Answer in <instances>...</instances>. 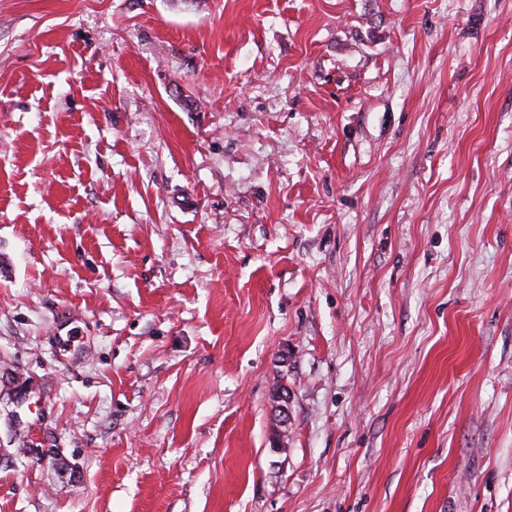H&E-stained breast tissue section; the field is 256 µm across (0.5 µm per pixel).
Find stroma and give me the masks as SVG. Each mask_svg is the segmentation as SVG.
I'll return each mask as SVG.
<instances>
[{
  "instance_id": "35a3bbf8",
  "label": "stroma",
  "mask_w": 512,
  "mask_h": 512,
  "mask_svg": "<svg viewBox=\"0 0 512 512\" xmlns=\"http://www.w3.org/2000/svg\"><path fill=\"white\" fill-rule=\"evenodd\" d=\"M0 512H512V0H0Z\"/></svg>"
}]
</instances>
